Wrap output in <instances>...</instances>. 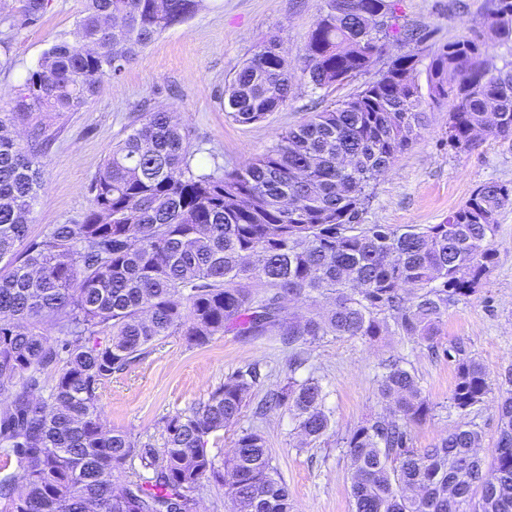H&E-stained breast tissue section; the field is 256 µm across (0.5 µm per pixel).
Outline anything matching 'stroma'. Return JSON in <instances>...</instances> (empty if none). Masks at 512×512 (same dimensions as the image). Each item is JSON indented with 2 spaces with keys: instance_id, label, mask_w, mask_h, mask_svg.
<instances>
[{
  "instance_id": "obj_1",
  "label": "stroma",
  "mask_w": 512,
  "mask_h": 512,
  "mask_svg": "<svg viewBox=\"0 0 512 512\" xmlns=\"http://www.w3.org/2000/svg\"><path fill=\"white\" fill-rule=\"evenodd\" d=\"M322 0H204L185 22L156 37L117 77L102 81L78 112L45 115L54 141L43 159L44 185L29 223L30 237L57 224L81 222L90 206V182L112 145L125 137L148 111L173 109L189 131L192 147L215 155L227 168L239 167L271 146L278 134L299 125L311 108H324L356 93L364 77L326 96L297 82L294 94L265 121L241 125L224 110V92L240 63L269 36L286 50L287 63L302 54ZM85 0H50L35 23L8 27L0 20V112L11 111L28 70L56 40L73 38ZM486 0H397L399 22L418 28L423 51L471 35L479 29ZM453 101L428 108L416 142L378 177L364 223L391 227L437 224L461 207L480 185L512 184V137L485 136L466 152L448 145V114ZM494 264L476 292L448 307L434 345L389 336L378 342L328 336L288 348L276 336H240L233 332L205 346L189 348L176 336L156 341L149 353L113 375L101 400L108 427L141 441L161 445L165 417L198 407L237 368L257 364L260 378L243 409L242 427L259 425L273 464L285 482L296 512H353L350 463L340 438L385 411L378 377L386 364L404 359L415 370L425 396L435 405L433 417L412 426L413 444L429 448L453 428L458 416L450 406L456 383L455 343L486 367L492 392L475 422L483 453L498 439V385L512 371V205L498 215L493 241ZM438 354H431V347ZM303 360L289 371L288 358ZM320 378L327 393L332 427L315 446L300 447L297 422L288 408L256 418L257 405L288 378Z\"/></svg>"
}]
</instances>
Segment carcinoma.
Here are the masks:
<instances>
[{"label":"carcinoma","instance_id":"obj_1","mask_svg":"<svg viewBox=\"0 0 512 512\" xmlns=\"http://www.w3.org/2000/svg\"><path fill=\"white\" fill-rule=\"evenodd\" d=\"M202 0H86L75 39L44 51L0 113V448L18 481L0 480V512H194L193 494L221 485L232 512H295L258 427L236 433L215 463L209 439L237 425L257 379L232 373L188 413L164 420L156 448L108 428L101 411L112 375L154 342L188 348L215 336H279L288 346L325 336L377 342L398 335L433 342L448 305L489 273L497 216L512 186H479L439 224L362 223L373 182L412 144L424 106L451 99L448 147L468 151L489 130L512 136V69L492 70L485 38L512 42V0H488L483 32L438 46L422 92L425 37L398 23L394 0H323L305 52L292 69L280 41L265 40L235 71L224 111L242 125L283 106L295 71L313 90L333 91L374 73L359 92L315 111L240 168L193 164L187 128L171 111L147 112L109 151L78 224L28 239L50 142L47 112H78ZM49 0H23L36 22ZM407 47L376 69L388 43ZM28 126L27 139L15 136ZM295 296L322 312L290 315ZM460 417L431 448L410 427L434 405L415 371L394 360L378 377L388 413L348 431L354 512H512V372L498 403L499 436L487 458L469 416L492 387L483 363L453 346ZM321 381L288 378L270 407L293 412L310 445L331 427ZM139 460L114 490L115 472Z\"/></svg>","mask_w":512,"mask_h":512}]
</instances>
